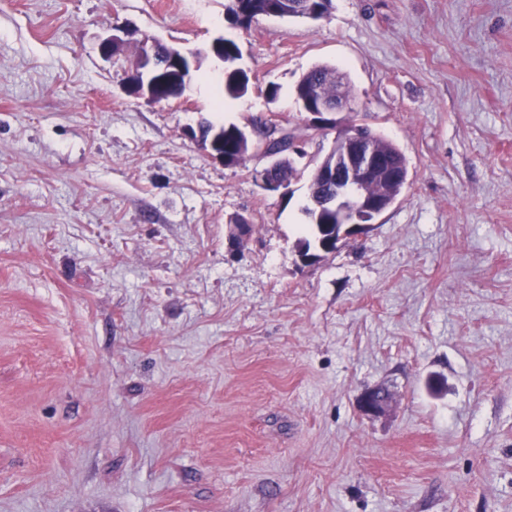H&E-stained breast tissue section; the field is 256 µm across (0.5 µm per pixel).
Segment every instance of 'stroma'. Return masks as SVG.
Listing matches in <instances>:
<instances>
[{
	"label": "stroma",
	"mask_w": 512,
	"mask_h": 512,
	"mask_svg": "<svg viewBox=\"0 0 512 512\" xmlns=\"http://www.w3.org/2000/svg\"><path fill=\"white\" fill-rule=\"evenodd\" d=\"M226 6L0 0V512H512V0H333L248 31ZM155 40L200 62L165 105L124 90ZM317 65L357 107L290 194L192 137L302 128ZM355 117L407 185L300 266L309 170ZM376 387L391 405L363 414ZM217 52L227 64L224 69V94L231 98L243 96L248 90L249 76L247 72L234 65V59L240 52L238 43L224 38V46L219 45Z\"/></svg>",
	"instance_id": "1"
}]
</instances>
